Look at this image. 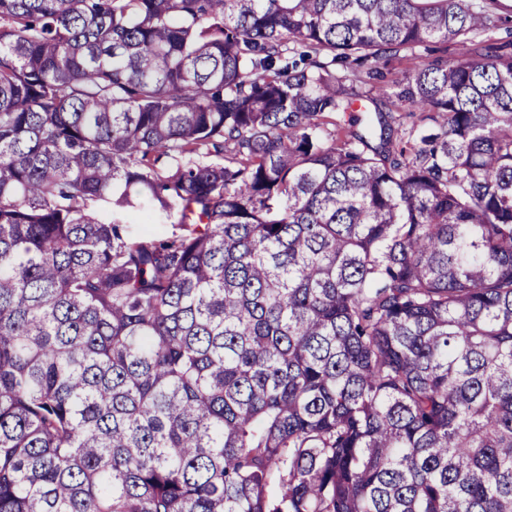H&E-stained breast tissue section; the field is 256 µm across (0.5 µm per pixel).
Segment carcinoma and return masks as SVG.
<instances>
[{
  "instance_id": "obj_1",
  "label": "carcinoma",
  "mask_w": 512,
  "mask_h": 512,
  "mask_svg": "<svg viewBox=\"0 0 512 512\" xmlns=\"http://www.w3.org/2000/svg\"><path fill=\"white\" fill-rule=\"evenodd\" d=\"M496 6L0 0V512H512Z\"/></svg>"
}]
</instances>
